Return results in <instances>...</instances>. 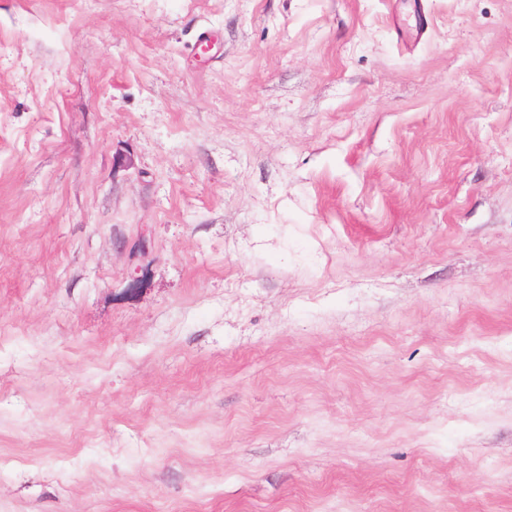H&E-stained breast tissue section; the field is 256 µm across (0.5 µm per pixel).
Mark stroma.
<instances>
[{
	"label": "stroma",
	"instance_id": "obj_1",
	"mask_svg": "<svg viewBox=\"0 0 512 512\" xmlns=\"http://www.w3.org/2000/svg\"><path fill=\"white\" fill-rule=\"evenodd\" d=\"M0 512H512V0H0Z\"/></svg>",
	"mask_w": 512,
	"mask_h": 512
}]
</instances>
